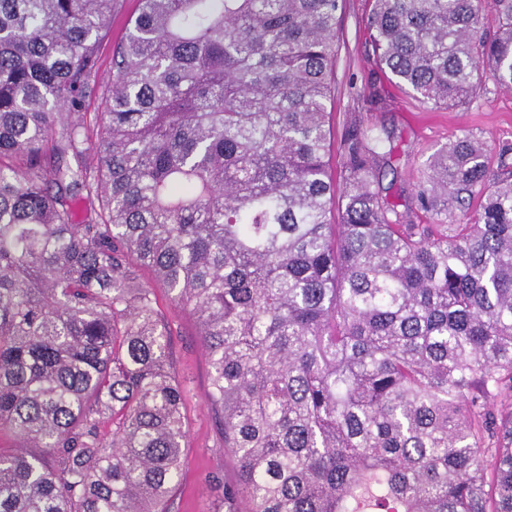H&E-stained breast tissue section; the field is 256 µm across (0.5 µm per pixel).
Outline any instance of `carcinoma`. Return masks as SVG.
I'll return each instance as SVG.
<instances>
[{"label":"carcinoma","instance_id":"obj_1","mask_svg":"<svg viewBox=\"0 0 512 512\" xmlns=\"http://www.w3.org/2000/svg\"><path fill=\"white\" fill-rule=\"evenodd\" d=\"M139 2L93 157L120 0H0V512H170L185 393L144 267L209 353L226 512H512V181L486 143L431 158L413 224L377 188L387 129L346 128L328 174L341 0ZM368 28L424 104L512 90V0H373ZM137 0H124L122 8L115 16H112V23L108 39H105L99 49V72L100 82H106L112 78V49L113 46L121 40L125 33L126 21L128 17L137 12Z\"/></svg>","mask_w":512,"mask_h":512}]
</instances>
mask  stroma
Listing matches in <instances>:
<instances>
[{"mask_svg":"<svg viewBox=\"0 0 512 512\" xmlns=\"http://www.w3.org/2000/svg\"><path fill=\"white\" fill-rule=\"evenodd\" d=\"M370 8V0H343L331 109L334 131L342 132L354 124L391 131L395 151L382 183L397 194L411 193L422 181L431 157L465 131L488 141L490 166L498 178H512V163L505 167L499 163L500 151L512 149V91L489 80L470 103L459 107L436 109L419 103L375 67L367 32ZM373 84L382 87L385 108L371 103L368 89ZM142 279L154 288L156 310L170 336L173 366L185 386L186 455L172 512H216L222 495L213 480L232 481L235 462L224 450L220 422L208 399L209 356L191 311L174 301L166 288L156 285L150 272H143Z\"/></svg>","mask_w":512,"mask_h":512,"instance_id":"1","label":"stroma"}]
</instances>
